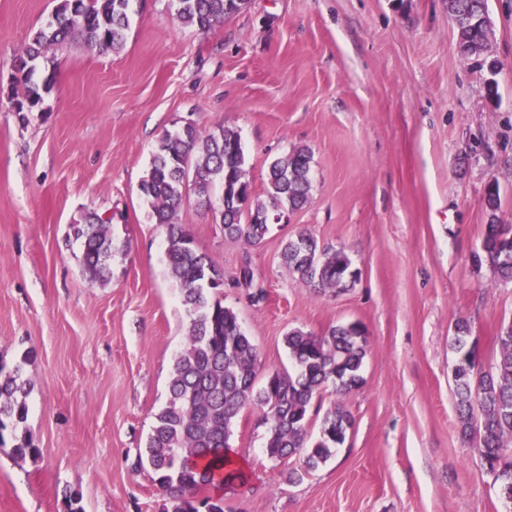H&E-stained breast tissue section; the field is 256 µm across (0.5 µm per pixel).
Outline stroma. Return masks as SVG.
<instances>
[{
  "label": "stroma",
  "instance_id": "stroma-1",
  "mask_svg": "<svg viewBox=\"0 0 512 512\" xmlns=\"http://www.w3.org/2000/svg\"><path fill=\"white\" fill-rule=\"evenodd\" d=\"M56 4L0 0V357L24 363L41 450L21 459L0 446V512H65L71 492L84 512H163L138 456L190 317L139 184L163 134L190 120L240 134L258 194L274 158L313 155L311 203L258 245L225 237L195 198L176 216L223 270V303L257 346L260 376L290 369L292 329L357 322L368 340L364 382L342 399L354 426L301 480L288 478L295 458L266 456L255 409L241 411L230 444L248 478L225 491L224 512H506L461 436L450 344L467 321L490 369L512 319V282L473 259L490 180L512 224V0H488L493 73L459 55L448 0H250L204 33L171 0H132L124 47L51 50L37 74L53 87L22 117L14 58ZM93 211L127 246L104 284L68 238ZM302 231L349 255L353 287L320 292L281 265ZM246 264L252 288L233 287Z\"/></svg>",
  "mask_w": 512,
  "mask_h": 512
}]
</instances>
